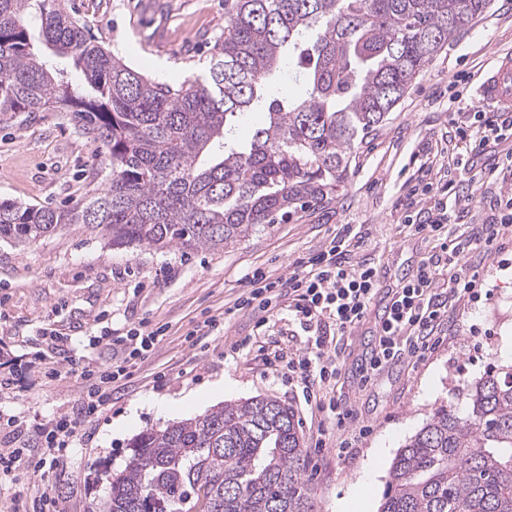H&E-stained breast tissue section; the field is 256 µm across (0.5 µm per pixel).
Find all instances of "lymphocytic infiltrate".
Here are the masks:
<instances>
[{
    "label": "lymphocytic infiltrate",
    "mask_w": 512,
    "mask_h": 512,
    "mask_svg": "<svg viewBox=\"0 0 512 512\" xmlns=\"http://www.w3.org/2000/svg\"><path fill=\"white\" fill-rule=\"evenodd\" d=\"M405 221L409 236L436 241L439 249L396 288L386 306L375 328L377 342L364 359V371L370 379L378 378L400 360H424L441 339L449 304L480 298L487 285L484 258L512 246V193L500 198L493 223L464 227L470 246L481 257L480 263L465 268L460 265L459 248L447 243L451 216L446 201L419 208L406 215ZM360 242V236L345 227L318 253L299 259L288 277L274 279L254 270L226 309L230 315L249 312L262 325L279 305H287L293 319L307 332V343L289 356L287 364H280L275 357L265 358L264 364L273 374H286L289 383L300 388L306 405L335 423L341 431L336 446L344 456L353 455L362 435L355 428V410L335 391L339 369L331 351L344 345L368 320L381 288L377 268L352 259ZM164 332V327L158 326L110 339L109 348L123 354L113 363L94 365L68 359L69 373L89 379L90 385L79 400L77 413L60 415L35 427V441L44 456L54 462L70 456L81 420L93 418L111 405L113 383L130 376L138 361L160 343Z\"/></svg>",
    "instance_id": "1"
}]
</instances>
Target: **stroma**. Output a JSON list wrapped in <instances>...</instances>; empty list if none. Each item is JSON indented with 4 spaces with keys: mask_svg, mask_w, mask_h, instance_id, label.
Listing matches in <instances>:
<instances>
[{
    "mask_svg": "<svg viewBox=\"0 0 512 512\" xmlns=\"http://www.w3.org/2000/svg\"><path fill=\"white\" fill-rule=\"evenodd\" d=\"M65 11L87 24L102 47L133 69L159 81L193 78L209 64L224 37L229 0H62ZM512 53V0H488L480 17L449 40L413 81L386 121L356 149L347 177L323 199L291 204L249 235L219 249L178 246H115L82 224H65L37 242L0 241V421L14 419L10 439L31 442L37 424L76 410L85 382L73 375L48 378L68 357L95 363L103 347L93 338L119 336L141 324L163 325L164 340L132 375L117 380L116 399L84 423L66 472L46 468L33 476L20 464L0 478V512H10L18 488L50 492L60 512H89L107 494L102 469L120 471L128 445L146 429L165 428L146 399L200 397L182 416L190 419L227 401L270 396L290 404L308 450L306 477L317 512H378L393 458L434 409L453 400L459 382L489 367L512 363V252L508 266L491 267V298L460 303L448 312L447 336L423 361L393 364L378 383L362 384L359 369L375 342L374 322L386 304V289L407 278L432 250L403 228L407 181L427 165L453 182L449 209L467 224L489 223L507 185L502 162L512 138L474 154L456 144L458 109L482 111L478 73L496 55ZM109 175L95 142L77 133L60 112L16 113L0 118V200L67 209L102 188ZM360 231L354 259L373 263L382 291L370 321L352 333L338 358L337 389L369 428L351 458L338 456L333 424L307 411L294 387L266 374L254 355L229 353L232 342L256 336L265 351L283 355L305 345L307 336L276 311L262 333L250 316L224 318L241 293L244 277L260 269L286 277L298 259L320 249L340 225ZM223 317L224 329L208 335L196 326ZM325 447H317L319 432ZM374 464L373 483L357 480Z\"/></svg>",
    "mask_w": 512,
    "mask_h": 512,
    "instance_id": "stroma-1",
    "label": "stroma"
}]
</instances>
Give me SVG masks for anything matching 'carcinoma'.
Returning a JSON list of instances; mask_svg holds the SVG:
<instances>
[{
	"label": "carcinoma",
	"mask_w": 512,
	"mask_h": 512,
	"mask_svg": "<svg viewBox=\"0 0 512 512\" xmlns=\"http://www.w3.org/2000/svg\"><path fill=\"white\" fill-rule=\"evenodd\" d=\"M486 0H235L204 76L159 82L92 40L61 0H0V116L69 114L110 179L68 210L0 201V239L87 224L114 245L218 249L295 201L336 190L381 124ZM306 91L266 94L283 55ZM71 59L73 83L46 53ZM265 102L249 139L232 118ZM400 448L380 512H512V365L464 379ZM90 512H315L292 406L226 402L132 441Z\"/></svg>",
	"instance_id": "1"
}]
</instances>
